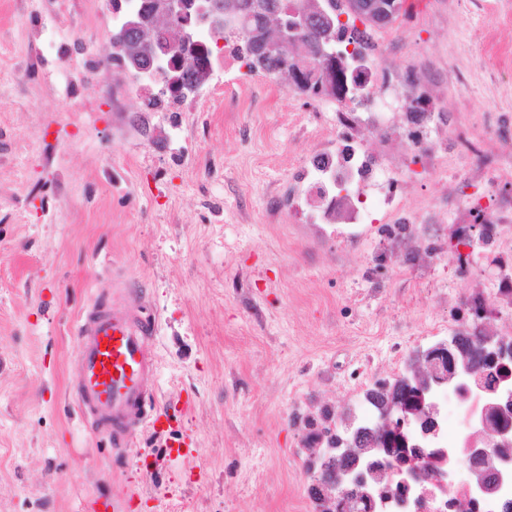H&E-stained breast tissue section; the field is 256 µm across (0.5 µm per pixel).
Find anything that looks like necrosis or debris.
<instances>
[{
    "mask_svg": "<svg viewBox=\"0 0 512 512\" xmlns=\"http://www.w3.org/2000/svg\"><path fill=\"white\" fill-rule=\"evenodd\" d=\"M336 15L352 38L354 58L348 68L360 71L362 84L324 98L334 132L319 137L316 146L292 164V211L315 234L335 237L342 250L371 244L367 266L359 275L364 283L371 282L375 268L405 267L421 276L435 264L451 261L457 271L468 273L477 254L493 255L500 310L512 316V190L502 187L504 178L512 175V114L491 101L470 123L459 113L437 110L429 91L438 79L450 78L449 69L422 60L390 69L378 52L377 32L350 14L345 0H336ZM75 42L72 28L49 34L33 27L25 77L71 60L64 96L79 110L86 106L84 84L100 68L114 72L106 94L115 111H123L130 97L143 94V79L115 64L108 44H101L95 57L75 60ZM408 95L426 101L425 111L401 110L400 101ZM396 134L406 140L411 154L404 171L386 147ZM450 166L467 185L450 208L432 201L410 205L408 180L417 174L430 178ZM444 222L450 224V233L428 235L422 230L423 225ZM477 225L482 228L478 234L473 231ZM434 400L440 410L437 445L447 450L448 461L427 512H489L459 477L471 438L482 428L485 395L475 388L464 400L456 391L443 390Z\"/></svg>",
    "mask_w": 512,
    "mask_h": 512,
    "instance_id": "1",
    "label": "necrosis or debris"
}]
</instances>
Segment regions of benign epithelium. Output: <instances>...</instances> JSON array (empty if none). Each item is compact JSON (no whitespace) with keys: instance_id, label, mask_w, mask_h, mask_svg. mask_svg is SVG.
I'll use <instances>...</instances> for the list:
<instances>
[{"instance_id":"7a95c632","label":"benign epithelium","mask_w":512,"mask_h":512,"mask_svg":"<svg viewBox=\"0 0 512 512\" xmlns=\"http://www.w3.org/2000/svg\"><path fill=\"white\" fill-rule=\"evenodd\" d=\"M222 21L211 0H200L194 6L185 0H152L151 7L132 12L126 27L147 36L154 60L161 66L174 51L169 30H178L187 37ZM252 37L269 50L280 48L286 41L282 31L272 38L266 30L256 29ZM462 337L464 332L460 331L418 352L401 386L385 393L376 406L373 425L363 426L354 419L349 422L344 447L336 449V455L325 457L314 475V486L329 494L337 512H358L362 504L374 512L375 496L369 491L373 485L379 487V494L400 497L407 505L411 483L433 482L448 458L447 450L417 444L412 452H398L396 446H406L412 439L430 443L438 437L439 410L433 400L436 388L471 374L472 361L484 359L494 365L512 356L507 347H493L487 338L463 349ZM495 410L497 418L488 437L468 449L470 484L482 500L496 498L503 481L492 457L512 444V408L497 404Z\"/></svg>"}]
</instances>
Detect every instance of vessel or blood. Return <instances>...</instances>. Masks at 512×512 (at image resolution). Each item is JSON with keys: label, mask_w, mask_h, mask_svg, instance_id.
<instances>
[{"label": "vessel or blood", "mask_w": 512, "mask_h": 512, "mask_svg": "<svg viewBox=\"0 0 512 512\" xmlns=\"http://www.w3.org/2000/svg\"><path fill=\"white\" fill-rule=\"evenodd\" d=\"M153 333L147 305L125 286L114 289L111 307L92 304L77 324L78 405L113 445L131 446L146 425L158 432L172 428L149 391L156 373Z\"/></svg>", "instance_id": "1"}]
</instances>
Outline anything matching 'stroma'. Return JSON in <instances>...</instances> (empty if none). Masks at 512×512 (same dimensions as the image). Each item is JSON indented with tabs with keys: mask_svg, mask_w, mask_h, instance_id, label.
Listing matches in <instances>:
<instances>
[{
	"mask_svg": "<svg viewBox=\"0 0 512 512\" xmlns=\"http://www.w3.org/2000/svg\"><path fill=\"white\" fill-rule=\"evenodd\" d=\"M424 0L407 38L459 69L440 101L512 113V71L479 67L497 20L435 24ZM32 19L0 0V512H323L304 469L310 409L343 413L353 375L390 380L389 339L448 310L408 273L358 281L355 254L288 216L289 165L318 113L264 74L224 72L197 112L145 99L71 111L65 72L18 80ZM152 313L150 391L179 427L145 428L128 457L84 422L75 325L114 281ZM187 442L185 462L165 449Z\"/></svg>",
	"mask_w": 512,
	"mask_h": 512,
	"instance_id": "1",
	"label": "stroma"
}]
</instances>
